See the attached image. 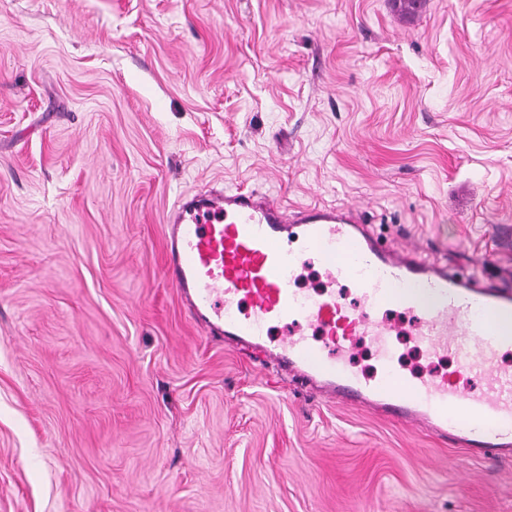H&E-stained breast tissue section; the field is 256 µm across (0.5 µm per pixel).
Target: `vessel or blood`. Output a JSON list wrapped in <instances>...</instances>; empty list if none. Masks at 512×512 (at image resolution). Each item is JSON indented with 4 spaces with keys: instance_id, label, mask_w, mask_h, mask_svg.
Wrapping results in <instances>:
<instances>
[{
    "instance_id": "obj_1",
    "label": "vessel or blood",
    "mask_w": 512,
    "mask_h": 512,
    "mask_svg": "<svg viewBox=\"0 0 512 512\" xmlns=\"http://www.w3.org/2000/svg\"><path fill=\"white\" fill-rule=\"evenodd\" d=\"M163 280L186 302L205 335L269 352L325 400L356 405L456 441L474 458L512 457V332L489 324L512 319V284L479 283L419 254L383 247L351 209L302 205L227 190L178 204L167 217ZM320 257L327 286L295 291L308 254ZM359 286L358 306L336 297L345 279ZM417 312L412 340L428 357L454 355L459 373L481 376V388L457 375H412L396 363L395 325L379 310ZM306 332L276 339L285 322ZM368 337L380 376L351 361L354 339Z\"/></svg>"
}]
</instances>
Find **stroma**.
I'll list each match as a JSON object with an SVG mask.
<instances>
[{"label":"stroma","instance_id":"1","mask_svg":"<svg viewBox=\"0 0 512 512\" xmlns=\"http://www.w3.org/2000/svg\"><path fill=\"white\" fill-rule=\"evenodd\" d=\"M348 205L512 279V0H0V512H512L164 282L182 196Z\"/></svg>","mask_w":512,"mask_h":512}]
</instances>
